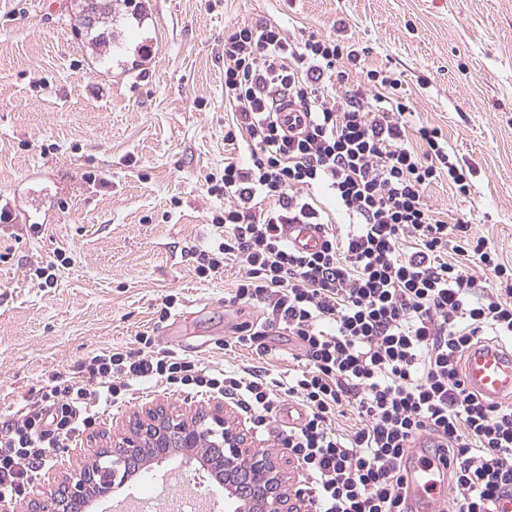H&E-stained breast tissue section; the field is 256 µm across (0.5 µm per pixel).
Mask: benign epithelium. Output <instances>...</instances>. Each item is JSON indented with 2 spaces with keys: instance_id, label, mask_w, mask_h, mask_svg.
Segmentation results:
<instances>
[{
  "instance_id": "1",
  "label": "benign epithelium",
  "mask_w": 512,
  "mask_h": 512,
  "mask_svg": "<svg viewBox=\"0 0 512 512\" xmlns=\"http://www.w3.org/2000/svg\"><path fill=\"white\" fill-rule=\"evenodd\" d=\"M203 434L210 438L215 462H224V492L238 503V512H301L302 490L289 484L281 462L248 445L221 404L210 416L194 421L162 408L150 409L144 417L134 416L124 432L99 453L110 460L108 478H98L92 467L80 470L60 491L35 499L32 512H79L86 500L105 495L117 476L137 467L149 451L193 448Z\"/></svg>"
}]
</instances>
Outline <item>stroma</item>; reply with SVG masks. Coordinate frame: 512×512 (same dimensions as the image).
Returning <instances> with one entry per match:
<instances>
[{"label":"stroma","mask_w":512,"mask_h":512,"mask_svg":"<svg viewBox=\"0 0 512 512\" xmlns=\"http://www.w3.org/2000/svg\"><path fill=\"white\" fill-rule=\"evenodd\" d=\"M76 0H0V195L33 200L27 224L0 223V420L35 390L71 377L106 348L138 336L205 365H259L287 376L296 348H225L262 310L228 307L238 275L196 272L213 247L224 202L205 178L238 152L224 142V34L264 20L302 38L345 37L366 63L399 73L412 123L440 127L474 192L440 180L430 203L468 221L512 265V0H148L127 19L130 48L153 56L122 70L89 48ZM65 250L69 265L42 286L39 267ZM181 324L159 321L166 296ZM59 449L30 489L41 497L91 464L134 414L159 406L191 419L217 397L141 385Z\"/></svg>","instance_id":"35a3bbf8"}]
</instances>
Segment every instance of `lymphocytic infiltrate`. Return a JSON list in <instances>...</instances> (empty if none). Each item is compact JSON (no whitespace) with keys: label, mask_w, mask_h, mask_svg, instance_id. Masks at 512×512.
Wrapping results in <instances>:
<instances>
[{"label":"lymphocytic infiltrate","mask_w":512,"mask_h":512,"mask_svg":"<svg viewBox=\"0 0 512 512\" xmlns=\"http://www.w3.org/2000/svg\"><path fill=\"white\" fill-rule=\"evenodd\" d=\"M400 88L394 72L365 66L334 37L300 40L263 21L228 30L224 141L244 159L205 179L224 199L212 218L222 234L199 252L197 273L236 262L225 305L267 316L231 345L268 352L277 328L301 367L283 379L262 366L210 369L148 336L99 351L0 423V506L23 498L100 410L148 383L219 395L260 427L295 402L302 419L276 440L305 473L310 512H404V458L420 440L449 466L453 512H497L512 496V401L468 388L463 358L488 336L512 344V266L429 204L439 180L461 198L473 185L441 129L409 128ZM315 187L332 210L310 196ZM333 210L344 233L329 224ZM289 224L322 225L320 248L290 245ZM348 413L358 427L337 428Z\"/></svg>","instance_id":"1"}]
</instances>
